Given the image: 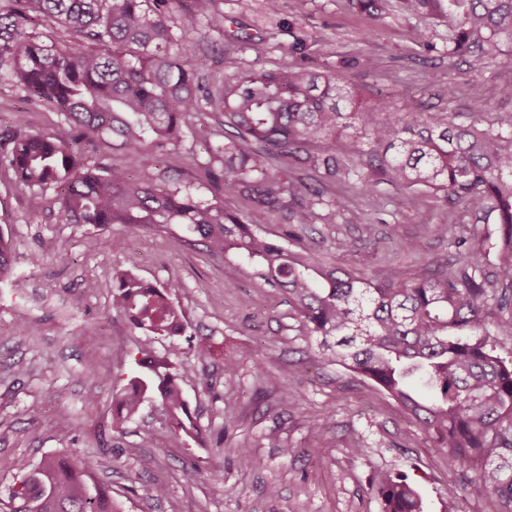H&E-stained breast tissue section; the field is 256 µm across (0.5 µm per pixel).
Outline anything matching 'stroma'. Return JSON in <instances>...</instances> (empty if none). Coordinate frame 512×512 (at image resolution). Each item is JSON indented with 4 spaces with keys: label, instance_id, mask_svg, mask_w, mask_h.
<instances>
[{
    "label": "stroma",
    "instance_id": "obj_1",
    "mask_svg": "<svg viewBox=\"0 0 512 512\" xmlns=\"http://www.w3.org/2000/svg\"><path fill=\"white\" fill-rule=\"evenodd\" d=\"M421 24L403 14L373 20L349 0H216L183 42L190 65L219 79L231 36L243 43L244 73L286 65L278 46L299 39L302 62L344 74L357 107L381 119L445 112L479 130L512 124V43L452 57L446 39L417 43ZM17 125L70 134L49 103L0 77V130ZM329 190L344 209L305 241L321 265L376 281L389 267L412 277L461 255L496 261V226L476 222L478 199L454 204L416 187L402 210L403 189L383 181L368 193L353 181ZM0 232L14 267L0 282L1 503L18 484V461L35 466L73 452L93 462L125 512H381L371 486L397 471L409 475L425 512H442L451 483L462 487L459 512H498L474 471L449 467L444 449L372 381L319 361L317 338L302 334L287 292L264 285L257 265L239 263L235 288L225 290L223 258L181 225L68 224L54 190H30L1 169ZM131 256L138 277L172 284L182 335L134 328L113 310V277ZM201 341L210 348L203 359ZM145 356L170 359L181 373L200 442L174 440L153 403L130 420L113 417V394ZM228 358L237 362L231 377ZM314 413L326 422L323 434L311 429ZM242 448L252 467L240 466ZM156 483L165 487L157 499L148 495Z\"/></svg>",
    "mask_w": 512,
    "mask_h": 512
}]
</instances>
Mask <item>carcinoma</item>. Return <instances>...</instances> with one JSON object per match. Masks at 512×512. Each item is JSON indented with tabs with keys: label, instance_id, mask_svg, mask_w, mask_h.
Returning a JSON list of instances; mask_svg holds the SVG:
<instances>
[{
	"label": "carcinoma",
	"instance_id": "carcinoma-1",
	"mask_svg": "<svg viewBox=\"0 0 512 512\" xmlns=\"http://www.w3.org/2000/svg\"><path fill=\"white\" fill-rule=\"evenodd\" d=\"M215 0H190L169 24L172 0H0V70L29 95L51 103L72 135L0 132V167L29 188L57 192L68 224H182L213 255L255 263L264 284L288 291L301 327L322 337V360L374 381L446 449L448 465L469 463L479 485L512 512V359L495 354L493 325L512 335V126L477 131L444 112L412 125L404 117L379 119L351 112L354 99L340 74L294 63L284 69L239 72L240 45L224 48V78L217 82L187 67L173 51V28L195 31ZM360 12L385 19L397 12L432 19L415 38L429 47L448 31L450 54L512 42V0H351ZM46 18L69 39L33 32ZM224 113L220 170L204 173L217 193L202 203L178 180L153 168L155 153L187 134L207 138L187 117ZM355 118L370 145L371 173L334 151L313 148ZM112 138L134 174L92 164L85 143ZM321 170L329 181L373 186L374 173L403 188L426 186L448 198L486 203V222L498 224L488 271L477 260L448 259L429 276L406 279L392 267L379 281L317 266L302 245L307 226L339 211L343 202L295 176ZM241 197L291 227L290 250L253 229L224 199ZM130 269L116 275L112 308L134 327L178 336L182 311L169 292ZM12 252L0 234V281L12 274ZM112 400L120 420L143 403L160 402L173 438L196 432L180 385L168 365L147 366ZM19 488L10 512H124L112 488L91 478L93 464L69 454L32 467L17 464ZM373 491L383 512H424L404 473L380 479ZM461 487L450 485L443 512H459Z\"/></svg>",
	"mask_w": 512,
	"mask_h": 512
}]
</instances>
